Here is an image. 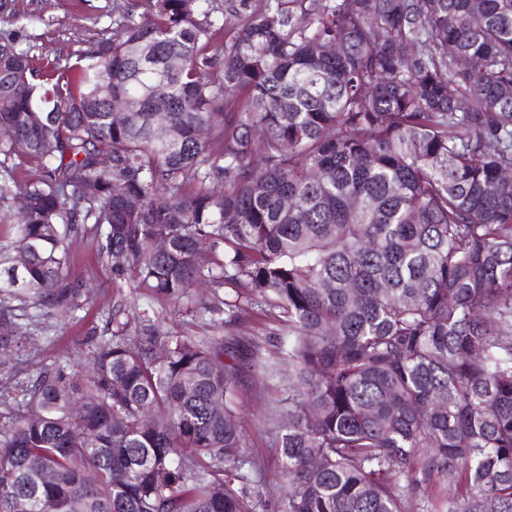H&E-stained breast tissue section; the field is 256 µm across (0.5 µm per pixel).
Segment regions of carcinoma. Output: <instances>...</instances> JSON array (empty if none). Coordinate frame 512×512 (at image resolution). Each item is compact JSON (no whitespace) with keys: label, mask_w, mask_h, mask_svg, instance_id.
<instances>
[{"label":"carcinoma","mask_w":512,"mask_h":512,"mask_svg":"<svg viewBox=\"0 0 512 512\" xmlns=\"http://www.w3.org/2000/svg\"><path fill=\"white\" fill-rule=\"evenodd\" d=\"M213 13L130 0L41 95L29 52L0 42V347L16 304L88 297L81 228L116 286L215 284L224 325L243 301L288 323V405L264 416L282 512H408L438 474L460 486L448 512H512V0ZM27 163L43 176L22 186ZM122 314L85 371L47 365L0 402V512H258L224 339Z\"/></svg>","instance_id":"cac0c4a2"}]
</instances>
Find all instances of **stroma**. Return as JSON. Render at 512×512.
I'll return each instance as SVG.
<instances>
[{
    "label": "stroma",
    "mask_w": 512,
    "mask_h": 512,
    "mask_svg": "<svg viewBox=\"0 0 512 512\" xmlns=\"http://www.w3.org/2000/svg\"><path fill=\"white\" fill-rule=\"evenodd\" d=\"M118 0H0V42L13 40L28 50L39 72L75 65L98 42L111 38ZM72 274L90 283L89 300L66 317L44 315L38 309L19 310L17 344L0 352V390L36 374L40 368L63 364L79 371L95 345L109 339V318L116 301H124L128 317L145 314L173 333L206 338L220 336L226 350L236 352L241 365L238 416L248 439L246 465L241 472L259 490V512H280L282 459L274 446V431L264 421L268 408L288 395V363L284 358L286 329L258 311L246 309L232 329H225L224 314L211 311L213 293L202 300L180 303L165 297H147L132 283L115 288L112 268L93 236L71 239ZM259 345L263 364L253 368L248 357Z\"/></svg>",
    "instance_id": "35a3bbf8"
}]
</instances>
